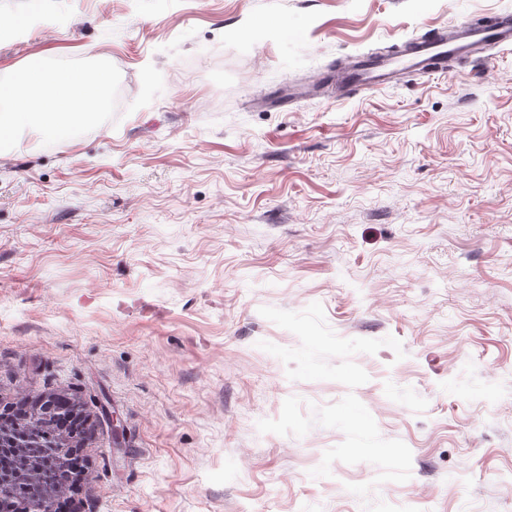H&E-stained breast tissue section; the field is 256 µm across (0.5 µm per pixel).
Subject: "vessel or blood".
<instances>
[{
	"label": "vessel or blood",
	"mask_w": 512,
	"mask_h": 512,
	"mask_svg": "<svg viewBox=\"0 0 512 512\" xmlns=\"http://www.w3.org/2000/svg\"><path fill=\"white\" fill-rule=\"evenodd\" d=\"M512 45V19L461 18L449 26L407 41L395 56L347 58L329 85L337 97L398 83L408 76L447 73L449 64L488 58L490 51Z\"/></svg>",
	"instance_id": "vessel-or-blood-1"
}]
</instances>
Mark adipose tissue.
I'll return each mask as SVG.
<instances>
[{"mask_svg": "<svg viewBox=\"0 0 512 512\" xmlns=\"http://www.w3.org/2000/svg\"><path fill=\"white\" fill-rule=\"evenodd\" d=\"M106 79L81 70L70 73L28 61L0 83V144L14 141L25 126L46 136H65L104 106Z\"/></svg>", "mask_w": 512, "mask_h": 512, "instance_id": "1", "label": "adipose tissue"}]
</instances>
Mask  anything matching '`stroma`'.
I'll use <instances>...</instances> for the list:
<instances>
[{
  "label": "stroma",
  "instance_id": "1",
  "mask_svg": "<svg viewBox=\"0 0 512 512\" xmlns=\"http://www.w3.org/2000/svg\"><path fill=\"white\" fill-rule=\"evenodd\" d=\"M504 14L0 0V82L33 52L114 90L0 147V408L64 394L90 435L58 512H512V48L263 105Z\"/></svg>",
  "mask_w": 512,
  "mask_h": 512
}]
</instances>
